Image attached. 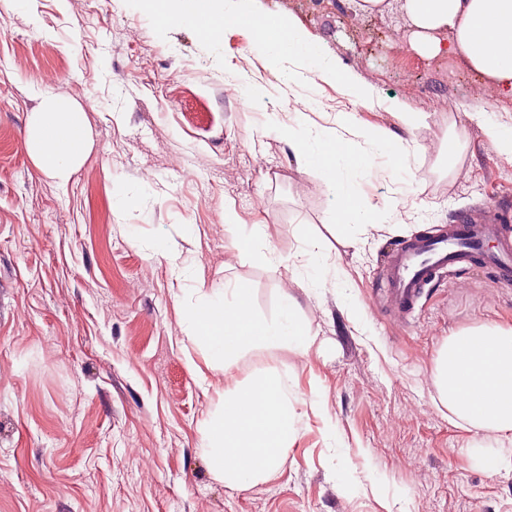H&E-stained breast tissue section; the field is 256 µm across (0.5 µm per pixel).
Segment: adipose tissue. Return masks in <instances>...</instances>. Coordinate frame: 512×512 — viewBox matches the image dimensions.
<instances>
[{
  "instance_id": "ef3b65f1",
  "label": "adipose tissue",
  "mask_w": 512,
  "mask_h": 512,
  "mask_svg": "<svg viewBox=\"0 0 512 512\" xmlns=\"http://www.w3.org/2000/svg\"><path fill=\"white\" fill-rule=\"evenodd\" d=\"M413 27V43L435 56H461L482 79L512 95V0H402ZM26 146L37 167L57 181H68L93 148L82 107L43 93L28 123ZM224 229L241 256L256 264L275 261L262 242V227L239 223L224 211ZM434 401L456 426L494 447L483 461L488 472L512 468V323L492 322L449 336L430 373Z\"/></svg>"
}]
</instances>
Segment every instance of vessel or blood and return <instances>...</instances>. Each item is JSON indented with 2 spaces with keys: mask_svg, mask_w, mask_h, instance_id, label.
Segmentation results:
<instances>
[{
  "mask_svg": "<svg viewBox=\"0 0 512 512\" xmlns=\"http://www.w3.org/2000/svg\"><path fill=\"white\" fill-rule=\"evenodd\" d=\"M484 227L462 223L451 234L414 238L403 243L389 259L386 276L388 307L412 313L425 286L444 271L463 267L482 255Z\"/></svg>",
  "mask_w": 512,
  "mask_h": 512,
  "instance_id": "vessel-or-blood-1",
  "label": "vessel or blood"
}]
</instances>
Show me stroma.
I'll return each instance as SVG.
<instances>
[{
  "mask_svg": "<svg viewBox=\"0 0 512 512\" xmlns=\"http://www.w3.org/2000/svg\"><path fill=\"white\" fill-rule=\"evenodd\" d=\"M256 5L373 86L364 104L320 83L310 118L332 129L355 113L407 152L405 179L379 156L358 182L378 207L400 202L398 222L336 232L332 191L265 127L293 122V104L246 33H224L221 67L192 31L159 38L124 0H0V512H512V470L483 469L475 434L449 423L429 384L448 336L512 322V287L475 267L439 278L411 314L376 301L405 241L512 209V158L486 133L512 123V96L461 58L397 40L410 28L400 0L373 15L355 0ZM253 81L270 96L224 94ZM44 92L78 101L92 131V153L65 183L25 147ZM404 111L423 122L406 128ZM451 137L454 160L430 151ZM124 194L138 207L121 208ZM228 207L262 225L275 264L240 257ZM194 228L208 287L248 284L266 316L289 290L322 343L306 357L284 347L239 357L236 379L287 373L300 415L280 475L243 492L226 489L202 451L201 424L224 390L201 378L181 322L193 283L177 280L175 263ZM315 241L338 285L319 287L308 268Z\"/></svg>",
  "mask_w": 512,
  "mask_h": 512,
  "instance_id": "1",
  "label": "stroma"
}]
</instances>
